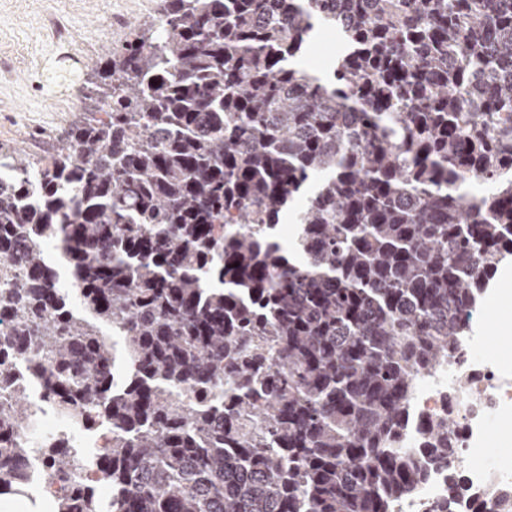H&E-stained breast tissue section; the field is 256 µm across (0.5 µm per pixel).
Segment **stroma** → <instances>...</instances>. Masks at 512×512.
<instances>
[{"instance_id": "stroma-1", "label": "stroma", "mask_w": 512, "mask_h": 512, "mask_svg": "<svg viewBox=\"0 0 512 512\" xmlns=\"http://www.w3.org/2000/svg\"><path fill=\"white\" fill-rule=\"evenodd\" d=\"M160 9L161 0H0V144L30 155L55 144L83 117L82 107L59 91L60 68L86 81L105 47L126 44ZM57 17L69 29L65 61L55 55Z\"/></svg>"}]
</instances>
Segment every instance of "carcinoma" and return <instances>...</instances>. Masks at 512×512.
<instances>
[{"label": "carcinoma", "mask_w": 512, "mask_h": 512, "mask_svg": "<svg viewBox=\"0 0 512 512\" xmlns=\"http://www.w3.org/2000/svg\"><path fill=\"white\" fill-rule=\"evenodd\" d=\"M163 2L38 178L0 144V384L21 358L109 426L112 512H395L453 454L446 417L404 447L417 379L512 255V0ZM320 28L329 80L290 64ZM33 413L0 397L8 494ZM43 451L55 512H97L78 454Z\"/></svg>", "instance_id": "obj_1"}]
</instances>
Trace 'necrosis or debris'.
<instances>
[{
    "label": "necrosis or debris",
    "instance_id": "1",
    "mask_svg": "<svg viewBox=\"0 0 512 512\" xmlns=\"http://www.w3.org/2000/svg\"><path fill=\"white\" fill-rule=\"evenodd\" d=\"M485 308L470 316V329L462 354L449 358L444 371L421 378L414 400L417 418L448 417L455 453L449 465H435L416 497L403 500L396 512H429L431 506L448 495V472H462L467 489L489 491L512 484V457L491 454L489 442L502 417L512 416V366L504 364L486 340ZM39 409L31 423L19 428L33 451L22 468L26 493L45 497L58 489V482L41 452L44 440L68 445L78 439L82 447L100 452L110 433L105 429H75L50 408L41 406V395L29 394Z\"/></svg>",
    "mask_w": 512,
    "mask_h": 512
}]
</instances>
